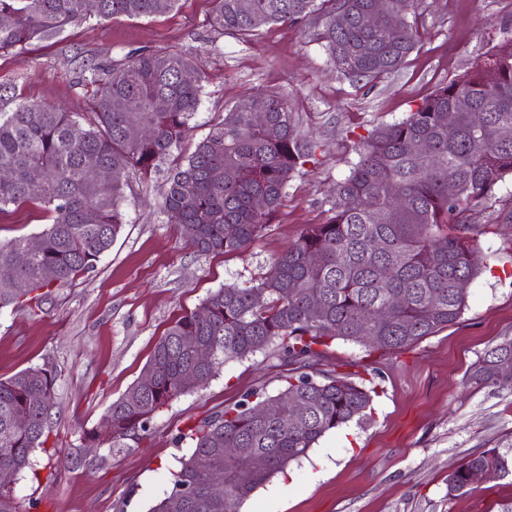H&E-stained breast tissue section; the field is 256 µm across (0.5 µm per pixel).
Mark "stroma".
<instances>
[{
	"label": "stroma",
	"mask_w": 512,
	"mask_h": 512,
	"mask_svg": "<svg viewBox=\"0 0 512 512\" xmlns=\"http://www.w3.org/2000/svg\"><path fill=\"white\" fill-rule=\"evenodd\" d=\"M211 0H178L148 17H88L55 38L0 54V112L36 102L86 112L90 87L79 60L109 65L161 47L199 60L200 103L182 146L195 144L226 107L261 93L284 97L302 133L319 147L289 180L270 224L243 253L201 254L167 221L164 175L133 177L122 205L126 224L94 272L55 290L41 310H0V378L30 366L57 374L60 407L45 447L15 475L19 512H148L172 486L189 444L187 425L234 406L255 388L276 394L285 364L264 351L225 362L209 383L181 395L126 448L96 447L89 436L113 401L138 378L155 343L181 314L213 291L266 273L309 224L325 222L336 182L350 173L352 144L383 124L402 121L438 87L474 70L512 32V0H420L419 42L402 67L371 85L339 74L311 24H273L242 37L211 22ZM52 216L34 204L0 214V240L33 236ZM484 272L468 288L452 325L381 354L337 341L314 371L371 369L356 382L373 389L367 417L326 433L243 502L242 512H507L512 476H487L452 498L445 479L463 460L491 448L512 450V393L476 388L467 369L512 338V176L470 213Z\"/></svg>",
	"instance_id": "obj_1"
}]
</instances>
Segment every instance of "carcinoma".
<instances>
[{
    "label": "carcinoma",
    "instance_id": "obj_1",
    "mask_svg": "<svg viewBox=\"0 0 512 512\" xmlns=\"http://www.w3.org/2000/svg\"><path fill=\"white\" fill-rule=\"evenodd\" d=\"M214 0L213 26L253 35L277 23L310 20L336 70L353 82L381 80L401 68L418 42L416 23L408 21L417 0H390L401 30L387 41L364 16L373 0ZM159 12L157 0H99L97 17L138 18ZM0 51L47 40L87 17L85 0H0ZM197 59L168 48L132 54L103 68L83 69L93 87L90 110L59 112L23 103L0 113V213L36 203L53 216L37 234L42 248L32 253L29 237L0 241V309L41 308L53 289L96 269L123 229V201L129 175L148 176L167 169L169 188L162 208L185 242L201 253L235 254L252 244L280 205L289 179L314 156L317 144L298 130L294 113L277 94L264 96L267 127L252 120V101L224 110L188 155L174 152L189 137L199 105L200 86L181 81ZM473 111L455 112L457 99ZM483 116L476 124L473 113ZM453 117L456 135L448 138L444 121ZM146 134L131 140L127 128ZM84 135L75 139L74 126ZM512 37L503 40L474 71L435 90L402 121L380 127L355 142L358 156L350 174L332 190V215L310 224L270 264L258 281L226 285L208 295L197 311L177 318L154 345L128 394L112 402L101 431L91 441L124 448L148 432L155 414L173 399L205 386L228 360H242L273 349L291 366L275 396L254 389L231 408L192 423L177 442H190L180 459L172 488L149 512H168L182 496L183 512H238L240 504L274 474L304 457L329 431L363 415L371 395L338 373H309L335 341H351L374 351L399 350L456 322L467 293L458 283L480 274L466 214L488 197L495 184L512 175ZM431 152L421 155L414 144ZM110 170L108 179L91 182L89 165ZM53 172L33 186L31 169ZM456 198L448 199V183ZM400 187V194L392 192ZM262 208L255 207V200ZM234 233L224 232L225 226ZM28 288L19 293L12 283ZM400 297L384 317L378 311ZM196 337L208 350L207 361L182 345ZM512 361V339H504L468 370L478 386L512 390V373L498 363ZM57 374L28 367L0 379V470L18 473L34 448L48 441L53 411L59 406ZM40 389V402L29 392ZM304 402L305 414L288 421V405ZM279 406L280 415L263 417L260 408ZM25 411L29 424L18 427L14 415ZM226 448H251L266 467L253 470L241 458L224 457ZM492 469L512 475V454L492 448L468 457L448 474V496L470 491V475ZM224 483V498L212 500V479Z\"/></svg>",
    "mask_w": 512,
    "mask_h": 512
}]
</instances>
